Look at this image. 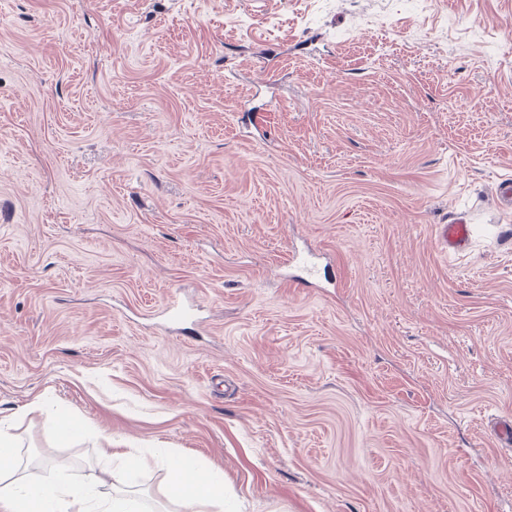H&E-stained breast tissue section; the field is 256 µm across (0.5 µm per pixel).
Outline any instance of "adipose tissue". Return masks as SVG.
<instances>
[{
	"mask_svg": "<svg viewBox=\"0 0 512 512\" xmlns=\"http://www.w3.org/2000/svg\"><path fill=\"white\" fill-rule=\"evenodd\" d=\"M11 416L0 417V512H148L139 500L131 498L124 473L104 470L94 481L67 487L56 480L31 482L18 474L14 450L16 437L11 432ZM169 472L163 497L180 502L184 512H222L224 484L215 475L193 474L179 459L168 457ZM112 496L101 500L102 487Z\"/></svg>",
	"mask_w": 512,
	"mask_h": 512,
	"instance_id": "obj_1",
	"label": "adipose tissue"
}]
</instances>
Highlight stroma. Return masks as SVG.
Returning <instances> with one entry per match:
<instances>
[{
	"label": "stroma",
	"instance_id": "stroma-1",
	"mask_svg": "<svg viewBox=\"0 0 512 512\" xmlns=\"http://www.w3.org/2000/svg\"><path fill=\"white\" fill-rule=\"evenodd\" d=\"M508 177L512 0H0V409L54 462L28 478L108 467L178 512L142 460L171 451L224 512H512ZM472 225L462 219L452 220L449 224L436 225L438 246L446 254L463 251L470 243ZM488 434L499 448H508L512 453V418L497 417L489 421Z\"/></svg>",
	"mask_w": 512,
	"mask_h": 512
}]
</instances>
